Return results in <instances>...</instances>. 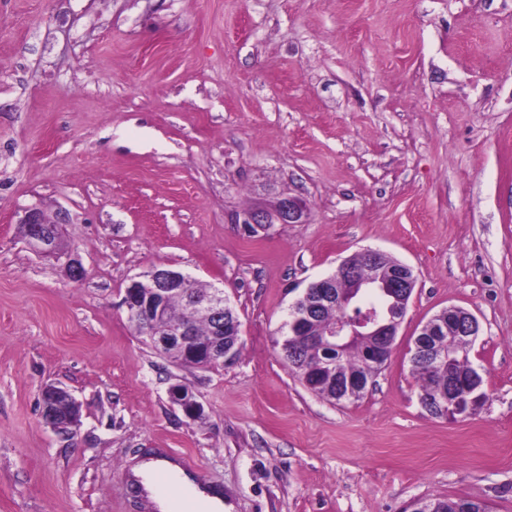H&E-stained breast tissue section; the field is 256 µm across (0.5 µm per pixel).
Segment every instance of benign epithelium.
Here are the masks:
<instances>
[{"label":"benign epithelium","instance_id":"1","mask_svg":"<svg viewBox=\"0 0 512 512\" xmlns=\"http://www.w3.org/2000/svg\"><path fill=\"white\" fill-rule=\"evenodd\" d=\"M277 217L282 223H294L301 217L299 204L291 199H284L278 210ZM24 227L26 243L35 251L65 259L69 278L81 281L86 276L80 259L59 249L60 225L68 223L67 215L63 212L56 215L53 221L48 220L38 206L28 207L20 219ZM362 255L369 260V274L360 275L358 266L346 258L336 267L334 275L323 277L310 284L312 288H334L336 281L347 282L349 293L341 297L347 302L365 287L379 289L394 288L400 290L402 296H409L417 284L413 269L406 264H398L393 270L385 273L380 269L379 250L368 249ZM191 277L181 271L168 268H155L130 280L122 299V305L127 314L154 327V336L150 341L156 349L162 351L171 345H177L185 352L199 359L198 367L207 369L216 365H224L231 357V351L224 348V311L229 308V300L224 296V289L214 287L201 298L194 299L197 312L212 320L213 337L207 344L199 343L190 325L170 323L166 318V309L170 299L184 293ZM448 314L452 315L450 323H434L427 328L437 336H446L448 340L437 346V357L442 360L443 367H448V354L456 350L458 340L465 339L473 342L480 333L477 318L469 311L451 305ZM399 322L393 317H383L372 311L362 314L357 319L348 317L336 321V326L327 334L328 343L344 345L360 336H370L375 339L378 357L385 358L391 354L390 337L396 335ZM173 403L181 407L184 414L194 418L201 413V405L185 388L177 385L170 389ZM41 416L45 424L56 431L73 432L78 424L79 404L65 389L48 384L41 391Z\"/></svg>","mask_w":512,"mask_h":512}]
</instances>
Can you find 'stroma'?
<instances>
[{
	"label": "stroma",
	"instance_id": "35a3bbf8",
	"mask_svg": "<svg viewBox=\"0 0 512 512\" xmlns=\"http://www.w3.org/2000/svg\"><path fill=\"white\" fill-rule=\"evenodd\" d=\"M32 204L67 213L86 279L25 242ZM366 249L417 286L388 363L335 404L291 374L281 327ZM156 266L223 288L234 363L137 334L121 299ZM451 305L480 323L489 395L456 420L409 363ZM48 383L76 433L43 423ZM166 450L227 512H512V0H0V512H146L127 476ZM41 416L54 430L73 433L78 424L79 404L64 388L48 384L41 391ZM169 393L172 402L180 406L187 417L194 418L201 413V405L187 389L177 385ZM423 511L421 512H489L484 502L472 499H458L449 501L437 497L421 498Z\"/></svg>",
	"mask_w": 512,
	"mask_h": 512
}]
</instances>
